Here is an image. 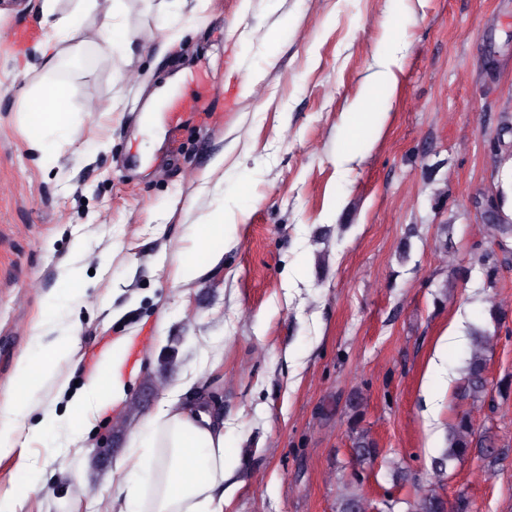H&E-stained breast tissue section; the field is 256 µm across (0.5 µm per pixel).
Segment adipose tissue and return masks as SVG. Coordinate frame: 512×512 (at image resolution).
Segmentation results:
<instances>
[{"instance_id": "adipose-tissue-1", "label": "adipose tissue", "mask_w": 512, "mask_h": 512, "mask_svg": "<svg viewBox=\"0 0 512 512\" xmlns=\"http://www.w3.org/2000/svg\"><path fill=\"white\" fill-rule=\"evenodd\" d=\"M59 0H42L41 15L49 32L38 50L45 69L62 63L77 64L83 45L93 44L104 65L125 60L132 42L149 44L161 27H146L114 34L113 20L126 8L125 0H74L69 12L58 10ZM34 107L27 112L31 134L28 151L39 159H51V144L57 134L74 135L76 119L67 109L72 97L68 83L56 81L34 89ZM237 225L234 214L216 210L191 225L194 251L177 269L184 283L198 279L206 267L220 259ZM47 323L33 332L35 346L43 351L40 361L20 356L10 381V397L0 403V458L13 455L22 434H37L52 425L70 444L85 443L101 409L121 402L127 395L128 379L121 370L127 360L130 337L113 342L98 374L73 393L64 409L47 411L37 425L27 426L33 399L48 385L62 384L61 366L74 354L79 327L62 322V309L55 294L42 300ZM198 382L196 368L186 370L162 398L156 410L131 435L130 450L115 463L112 493L105 512H224V482L229 465L224 453V422L205 402L186 407L181 395Z\"/></svg>"}]
</instances>
